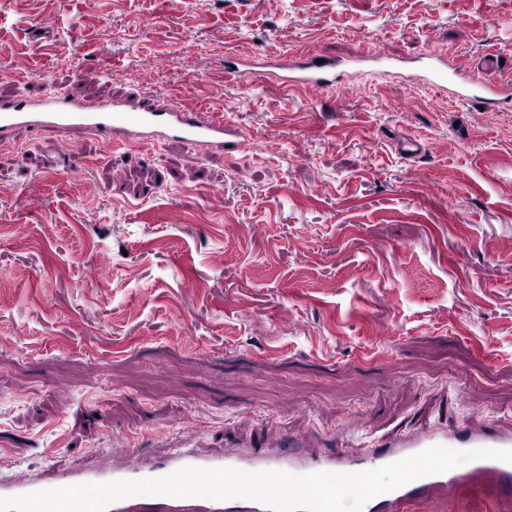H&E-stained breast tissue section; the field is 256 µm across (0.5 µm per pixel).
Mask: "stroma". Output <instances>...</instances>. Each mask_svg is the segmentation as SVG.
<instances>
[{
	"instance_id": "35a3bbf8",
	"label": "stroma",
	"mask_w": 512,
	"mask_h": 512,
	"mask_svg": "<svg viewBox=\"0 0 512 512\" xmlns=\"http://www.w3.org/2000/svg\"><path fill=\"white\" fill-rule=\"evenodd\" d=\"M369 45L402 66L347 91L224 77L230 51ZM430 48L512 58V0H0V97L173 95L248 142L0 147V482L126 438L331 455L512 425V112L410 85Z\"/></svg>"
}]
</instances>
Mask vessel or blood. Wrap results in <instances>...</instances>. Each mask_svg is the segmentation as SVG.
Here are the masks:
<instances>
[{
	"label": "vessel or blood",
	"instance_id": "b4317fda",
	"mask_svg": "<svg viewBox=\"0 0 512 512\" xmlns=\"http://www.w3.org/2000/svg\"><path fill=\"white\" fill-rule=\"evenodd\" d=\"M499 55L489 52L476 58L471 69H463L447 57L428 51L413 58L411 83L433 87L451 100L483 113L512 111V86L492 81L500 70ZM374 64L382 71L392 68V61L382 48L356 56L352 63L317 55L294 57L273 53L261 59L246 60L237 56L224 60L225 77L244 83L261 78L284 88H298L318 94L328 87L347 81L348 65ZM60 131L78 129L103 136L121 144H149L155 141H179L194 145L204 154H221L242 148L234 138L233 127L213 112L195 109L172 97H145L133 94L86 102L71 92L54 89L32 100L0 97V141L16 129ZM432 446L457 450L512 449V427L434 429L415 433H398L386 440L372 454L343 450L329 456L307 451L302 439L288 441L277 453L244 448H228L217 454H204L194 448H180L152 463L138 462V449H109L101 464L79 472L51 470L34 477L20 469L10 485H0V497H12L45 489L88 482L121 479L156 478L183 467H232L249 472L282 470L294 474L312 472H360L374 469ZM482 485L488 493L491 512H512V463L494 458L466 462L447 472L420 477L402 487L368 502L363 512H409L417 503L448 505L461 491ZM108 512H269L255 500L215 501L200 497L138 495L112 503Z\"/></svg>",
	"mask_w": 512,
	"mask_h": 512
}]
</instances>
